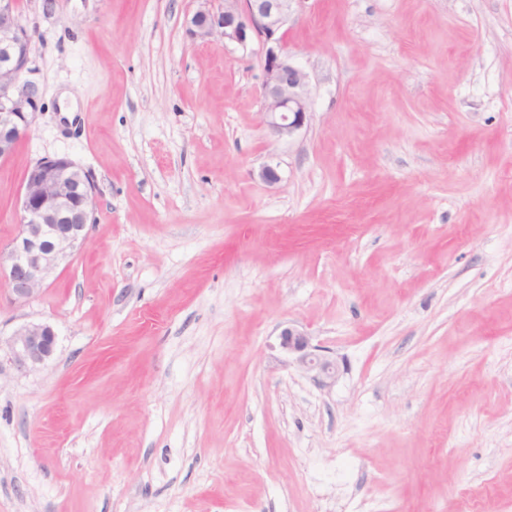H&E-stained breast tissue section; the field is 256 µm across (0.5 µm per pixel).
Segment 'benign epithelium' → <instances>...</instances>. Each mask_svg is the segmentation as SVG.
Instances as JSON below:
<instances>
[{
  "instance_id": "obj_1",
  "label": "benign epithelium",
  "mask_w": 512,
  "mask_h": 512,
  "mask_svg": "<svg viewBox=\"0 0 512 512\" xmlns=\"http://www.w3.org/2000/svg\"><path fill=\"white\" fill-rule=\"evenodd\" d=\"M186 22L195 41L219 36L245 46L253 41L264 52L261 113L269 134L290 140L309 123L308 74L286 51V26L298 0H199ZM31 34L21 23L16 0H0V159L34 129L42 111L32 80ZM96 188L89 172L67 156L44 157L26 173L17 203L18 232L0 248V289L13 304L33 299L57 269L85 243L94 222ZM280 346L299 367L324 384L336 378V364L313 353L310 336L292 327L280 334ZM56 333L47 322L18 326L10 339L12 360L32 371L53 357Z\"/></svg>"
}]
</instances>
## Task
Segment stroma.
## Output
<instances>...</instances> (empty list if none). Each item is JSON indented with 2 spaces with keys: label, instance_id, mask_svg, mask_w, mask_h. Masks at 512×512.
Segmentation results:
<instances>
[{
  "label": "stroma",
  "instance_id": "obj_1",
  "mask_svg": "<svg viewBox=\"0 0 512 512\" xmlns=\"http://www.w3.org/2000/svg\"><path fill=\"white\" fill-rule=\"evenodd\" d=\"M198 7L18 0L45 112L0 161V246L43 157L97 198L0 298V512H512V0H300L282 141L259 44L191 40ZM56 333L47 322H27L18 326L10 339L12 360L20 371H32L53 357ZM280 346L288 354L294 355L299 367L307 372H314L315 377L323 384L336 378V364L312 352L316 349L311 345L310 336L296 328H284L280 334Z\"/></svg>",
  "mask_w": 512,
  "mask_h": 512
}]
</instances>
